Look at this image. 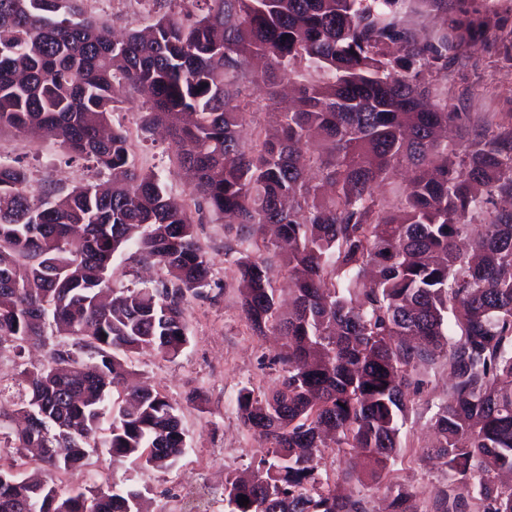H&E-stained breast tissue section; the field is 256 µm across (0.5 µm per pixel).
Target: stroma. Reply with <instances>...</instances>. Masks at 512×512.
<instances>
[{
    "label": "stroma",
    "mask_w": 512,
    "mask_h": 512,
    "mask_svg": "<svg viewBox=\"0 0 512 512\" xmlns=\"http://www.w3.org/2000/svg\"><path fill=\"white\" fill-rule=\"evenodd\" d=\"M466 6L479 25L480 40L449 54L448 68L435 76L434 85L447 98L449 111L461 117L475 121L512 113V0H467ZM86 7L116 32L142 28L154 20L144 0H87ZM241 90L251 103L242 126L244 136L258 128L276 129L278 109L267 100L260 63L250 65ZM145 116L144 98L127 91L109 122L129 132L136 164L152 170L169 196L186 199L190 187L175 163L172 145L158 129L145 127ZM0 159L16 160L30 169L36 193L50 184L71 188L112 178L108 170L70 160L58 141L40 133L0 131ZM195 234L211 276L202 296L187 303L189 343L177 357L144 352L132 363L133 383L162 390L179 407L186 431L183 455L168 469L141 471L101 451L88 469L70 474L64 488L85 487L107 474L141 491L146 512H227L225 475L250 473L263 456L264 445L245 426L237 397L245 387L263 395L276 386L280 372L273 359L282 340L273 333L255 335L241 311L236 254L231 250L235 234L223 218L204 213ZM115 266L118 288L140 286L147 278L158 286L169 278L164 267L145 264L131 249L116 258ZM418 376L423 384L408 395L401 448L385 477L370 478L362 459L330 447L318 465L320 487L334 486L337 475L349 470L366 512H387L395 487L412 494L419 512H434V502L449 490L448 469L427 456L426 448L433 440L431 419L446 400L448 369L440 363L426 364Z\"/></svg>",
    "instance_id": "obj_1"
}]
</instances>
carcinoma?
<instances>
[{
    "instance_id": "carcinoma-1",
    "label": "carcinoma",
    "mask_w": 512,
    "mask_h": 512,
    "mask_svg": "<svg viewBox=\"0 0 512 512\" xmlns=\"http://www.w3.org/2000/svg\"><path fill=\"white\" fill-rule=\"evenodd\" d=\"M146 2L154 23L117 39L75 0H0V129L40 128L71 157L122 173L107 188L35 195L26 168L0 162V355L22 387L0 409V425L16 424L0 512H142L130 486L65 492L57 479L98 448L146 470L185 448L176 406L126 380L135 354L173 358L188 344L184 305L210 266L185 204L135 164L125 129L104 131L126 89L148 94L146 121L168 130L198 210L238 225L292 284L285 316L268 261L235 260L242 313L283 344L275 389L238 394L269 447L249 477H225L228 512H365L351 492L316 488L323 436L382 477L426 362L449 379L431 422L452 492L434 512H512V486L496 481L512 473V211L466 221L486 203L474 187L512 197V123L470 126L445 100L427 104L474 22L420 40L407 0H194L195 12ZM252 57L268 61L271 101L299 69L319 77L276 133L243 141ZM451 123L458 140L438 137ZM404 160L416 172L393 207L387 175ZM130 244L170 279L114 288V257ZM58 336L42 367H25L26 348ZM392 512H418L412 495L397 490Z\"/></svg>"
}]
</instances>
